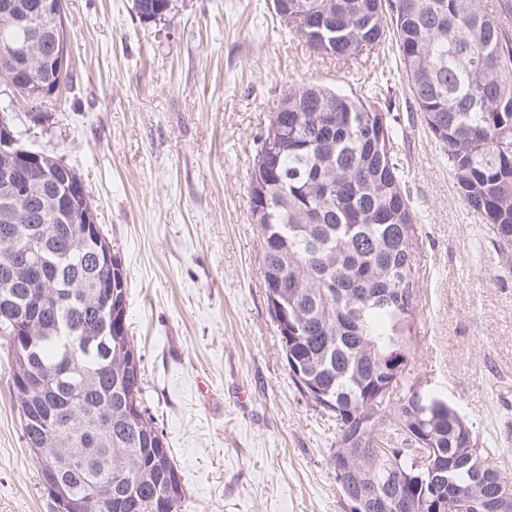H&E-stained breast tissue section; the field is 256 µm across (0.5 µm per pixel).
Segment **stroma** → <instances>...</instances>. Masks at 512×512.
Segmentation results:
<instances>
[{"instance_id": "35a3bbf8", "label": "stroma", "mask_w": 512, "mask_h": 512, "mask_svg": "<svg viewBox=\"0 0 512 512\" xmlns=\"http://www.w3.org/2000/svg\"><path fill=\"white\" fill-rule=\"evenodd\" d=\"M64 0L69 73L43 108L13 98L23 143L83 181L127 273L143 398L186 490L181 512H348L334 418L294 383L260 285L250 212L257 142L298 82L365 95L387 78L396 156L419 225L412 334L431 387L512 483V274L460 199L420 119L394 40L344 63L310 53L270 0ZM0 340V512H52Z\"/></svg>"}]
</instances>
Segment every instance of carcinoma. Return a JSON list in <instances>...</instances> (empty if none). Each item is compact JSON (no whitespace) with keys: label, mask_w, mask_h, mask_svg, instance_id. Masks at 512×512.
<instances>
[{"label":"carcinoma","mask_w":512,"mask_h":512,"mask_svg":"<svg viewBox=\"0 0 512 512\" xmlns=\"http://www.w3.org/2000/svg\"><path fill=\"white\" fill-rule=\"evenodd\" d=\"M288 32L315 54L348 61L393 35L407 87L425 127L448 162L465 206L486 225L487 242L512 270V0L490 11L480 0H280ZM140 21L172 0H134ZM336 12V33L323 14ZM308 17V28L296 16ZM25 38L0 15V54ZM27 95L58 90L48 38L32 43ZM336 124H322L325 108ZM274 111L288 137L258 147L263 195L250 198L261 244L266 300L288 309L277 323L289 372L312 404L336 420L337 443L363 449L353 470L336 476L357 494L364 476L378 481L400 462L413 473L415 438L430 439L448 461V484L406 480L405 512H438V504L474 484L466 449L478 444L453 406L418 380L411 330L419 289L418 216L406 176L393 161L397 116L315 84H298ZM34 199L16 223H0V295L35 318L32 336H17L15 309L0 300V338L10 352L9 389L37 464L66 461L62 471L82 512H181L186 497L165 435L142 397L141 355L127 324V274L113 279L120 332L101 334L105 299L96 281L109 272L75 243L79 225L41 212ZM38 263L29 277L6 283L10 267ZM283 284L281 288L273 283ZM387 293L391 302L372 299ZM28 364L44 389L26 393L18 370ZM299 370H294V367ZM388 390L384 396L381 391ZM112 496H99V482Z\"/></svg>","instance_id":"cac0c4a2"}]
</instances>
